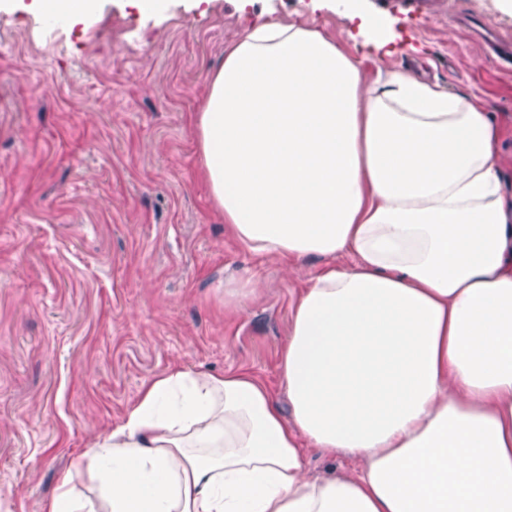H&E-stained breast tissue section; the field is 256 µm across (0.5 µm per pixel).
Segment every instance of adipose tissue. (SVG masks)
I'll return each instance as SVG.
<instances>
[{"label":"adipose tissue","instance_id":"ef3b65f1","mask_svg":"<svg viewBox=\"0 0 512 512\" xmlns=\"http://www.w3.org/2000/svg\"><path fill=\"white\" fill-rule=\"evenodd\" d=\"M196 134L243 251L332 259L291 305L292 414L250 372L169 369L45 512H512V198L491 114L270 22L225 50ZM310 448L360 465L308 477Z\"/></svg>","mask_w":512,"mask_h":512}]
</instances>
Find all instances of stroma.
Returning a JSON list of instances; mask_svg holds the SVG:
<instances>
[{
  "mask_svg": "<svg viewBox=\"0 0 512 512\" xmlns=\"http://www.w3.org/2000/svg\"><path fill=\"white\" fill-rule=\"evenodd\" d=\"M31 3L0 0V512H42L65 478L82 485L78 456L171 367L250 371L287 407L292 298L327 260L291 269L242 251L195 128L209 73L247 27L305 22L366 72L404 64L476 96L512 193V61L460 24L482 15L512 38L500 0H165L157 13L98 0L57 19Z\"/></svg>",
  "mask_w": 512,
  "mask_h": 512,
  "instance_id": "1",
  "label": "stroma"
}]
</instances>
